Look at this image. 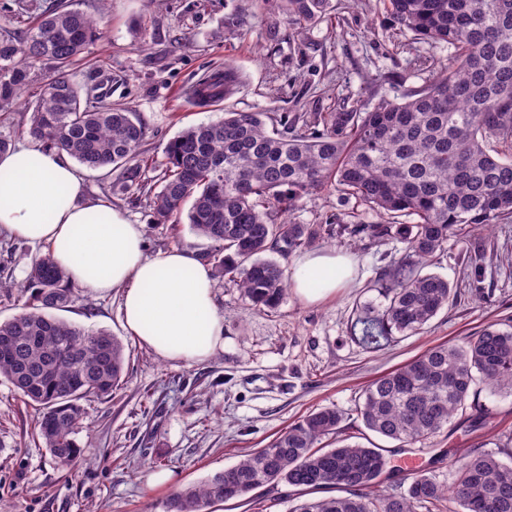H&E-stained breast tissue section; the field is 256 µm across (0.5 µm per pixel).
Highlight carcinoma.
<instances>
[{"mask_svg":"<svg viewBox=\"0 0 512 512\" xmlns=\"http://www.w3.org/2000/svg\"><path fill=\"white\" fill-rule=\"evenodd\" d=\"M297 23L323 11L325 0H281ZM400 29L453 49L448 64L401 100L386 96L369 112H328L323 129H288V115L226 110L216 121L183 129L164 148L155 183H144L146 128L118 105L82 101L71 66L99 36L97 21L63 0L37 13L20 34L0 37V110L14 105L33 65L48 60L53 74L41 86L27 136L66 153L88 170L111 168L115 187L153 196L156 223L178 224L211 242L203 259L217 281L234 283L259 308L284 297L286 269L267 257L286 256L327 233L330 224H293L284 215L303 196L324 190L351 195L376 212L379 224H356L353 236L398 238L406 254L374 282L386 304L358 310L356 340L377 350L425 332L453 304L448 280L423 269L448 241L512 218V0H380ZM231 67L199 81L200 104L232 95ZM21 312L0 322L12 341L0 354V379L38 407L35 433L54 461L70 466L81 455L75 436L82 402L112 395L124 382L123 345L112 334L86 332L51 311L74 296L53 251L39 256L20 285ZM483 383L512 393V324L491 323L460 341L427 349L370 383L357 414L369 431L424 445L458 414L473 426L491 418L474 399ZM343 413L323 408L288 427L265 448L198 486L175 493L166 512H205L215 502L242 498L267 484L302 492L334 489L293 512H512V466L492 454L455 458L448 486L422 470L408 487H376L393 471L384 449L359 443L319 448L340 433Z\"/></svg>","mask_w":512,"mask_h":512,"instance_id":"carcinoma-1","label":"carcinoma"}]
</instances>
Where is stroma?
I'll return each mask as SVG.
<instances>
[{"label": "stroma", "instance_id": "obj_1", "mask_svg": "<svg viewBox=\"0 0 512 512\" xmlns=\"http://www.w3.org/2000/svg\"><path fill=\"white\" fill-rule=\"evenodd\" d=\"M100 21L101 36L73 65L82 94L129 107L142 120L147 157L162 161L166 143L182 129L223 117L225 111L303 116L320 128L325 112H367L380 97L398 98L424 86L443 64L446 45L400 30L378 0H328L311 20L288 23L280 0H70ZM233 66L241 80L229 98L201 106L189 89L203 77ZM52 71L31 70L16 104L0 112V139L17 145L36 94ZM88 201H102L143 228L145 251L173 247L202 253L209 240L188 224L155 223L148 195L114 190L109 169L81 170ZM295 224H375L378 216L359 200L334 191L300 199ZM311 251L350 255L355 275L334 296L308 305L287 291L273 309L254 307L231 283L218 285L224 315V349L209 362L164 361L141 347L123 327L119 294L96 296L76 288L61 317L78 327L105 330L125 346L126 382L111 397L88 403L76 441L82 449L70 468L57 466L34 425L37 412L0 380V512H166L170 496L265 447L309 412L333 407L345 413L349 442L373 437L357 415L363 390L377 377L427 348L512 319V221L460 241H449L432 270L456 293L420 335L371 352L353 338L357 305L378 301L371 286L381 268L403 255L398 239L361 240L335 232ZM482 250L481 268L466 253ZM42 245L0 237V279L23 282ZM492 412L491 427L470 429L456 417L426 448L390 450L394 477L409 484L429 469L452 478L444 452L497 453L496 436L512 431V395L480 387ZM166 471L169 482L151 475ZM300 500L286 484L258 488L209 512H291Z\"/></svg>", "mask_w": 512, "mask_h": 512}]
</instances>
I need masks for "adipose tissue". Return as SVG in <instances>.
Returning a JSON list of instances; mask_svg holds the SVG:
<instances>
[{"label": "adipose tissue", "instance_id": "ef3b65f1", "mask_svg": "<svg viewBox=\"0 0 512 512\" xmlns=\"http://www.w3.org/2000/svg\"><path fill=\"white\" fill-rule=\"evenodd\" d=\"M83 194L66 153L35 142L0 153V233L53 244L72 283L99 296L119 293L126 332L161 359L194 365L222 351L224 316L210 266L176 247L147 256L141 225ZM351 272L348 256L314 253L296 261L291 283L302 301L316 303Z\"/></svg>", "mask_w": 512, "mask_h": 512}]
</instances>
